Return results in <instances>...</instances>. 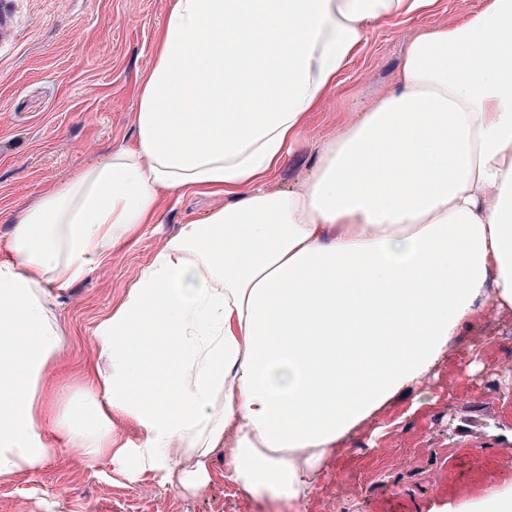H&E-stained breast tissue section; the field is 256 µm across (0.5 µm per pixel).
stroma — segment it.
<instances>
[{
  "label": "stroma",
  "instance_id": "35a3bbf8",
  "mask_svg": "<svg viewBox=\"0 0 512 512\" xmlns=\"http://www.w3.org/2000/svg\"><path fill=\"white\" fill-rule=\"evenodd\" d=\"M168 0H0V212H17L46 188L132 141L135 84L151 61ZM483 0H439L433 13L372 27L342 84L307 132L308 144L279 172L280 189L300 185L321 141L392 87L402 51L422 29L453 23ZM220 196L171 198L165 219L113 251L86 279L58 291L54 313L63 350L51 372L54 398L69 404L98 361V321L124 296L178 225L222 207ZM213 480L196 491L178 482H129L108 461L58 449L31 479L0 485V512H438L512 481V314L486 311L452 343L451 360L351 433L327 459L309 497L259 500Z\"/></svg>",
  "mask_w": 512,
  "mask_h": 512
}]
</instances>
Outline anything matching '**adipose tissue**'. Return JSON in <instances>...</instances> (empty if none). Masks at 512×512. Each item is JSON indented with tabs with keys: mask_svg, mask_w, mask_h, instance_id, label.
<instances>
[{
	"mask_svg": "<svg viewBox=\"0 0 512 512\" xmlns=\"http://www.w3.org/2000/svg\"><path fill=\"white\" fill-rule=\"evenodd\" d=\"M436 4L168 0L133 141L9 220L0 485L41 473L61 440L127 480L198 489L227 448L226 481L304 501L455 336L512 312V0L420 31L302 186L273 185L368 29ZM176 194L224 205L153 255L96 327L106 370L58 407L53 288L162 223Z\"/></svg>",
	"mask_w": 512,
	"mask_h": 512,
	"instance_id": "1",
	"label": "adipose tissue"
}]
</instances>
